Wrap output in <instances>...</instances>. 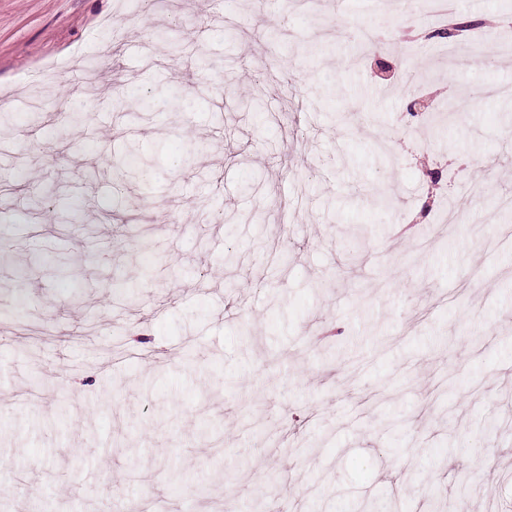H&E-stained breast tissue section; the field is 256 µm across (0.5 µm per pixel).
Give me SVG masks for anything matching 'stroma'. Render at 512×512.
Instances as JSON below:
<instances>
[{"label": "stroma", "instance_id": "stroma-1", "mask_svg": "<svg viewBox=\"0 0 512 512\" xmlns=\"http://www.w3.org/2000/svg\"><path fill=\"white\" fill-rule=\"evenodd\" d=\"M410 21L444 25L427 0H0V512H269L274 475L292 512H512V68L394 42ZM133 143L148 180L117 176Z\"/></svg>", "mask_w": 512, "mask_h": 512}]
</instances>
